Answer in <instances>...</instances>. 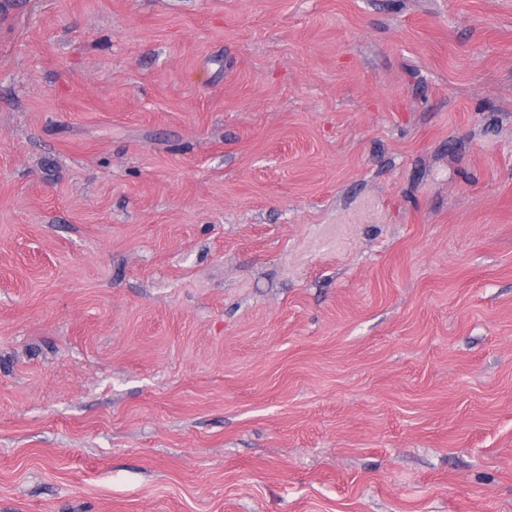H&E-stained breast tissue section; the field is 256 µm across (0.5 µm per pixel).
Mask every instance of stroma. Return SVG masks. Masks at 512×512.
I'll return each instance as SVG.
<instances>
[{
    "mask_svg": "<svg viewBox=\"0 0 512 512\" xmlns=\"http://www.w3.org/2000/svg\"><path fill=\"white\" fill-rule=\"evenodd\" d=\"M0 512H512V0L0 7Z\"/></svg>",
    "mask_w": 512,
    "mask_h": 512,
    "instance_id": "1",
    "label": "stroma"
}]
</instances>
